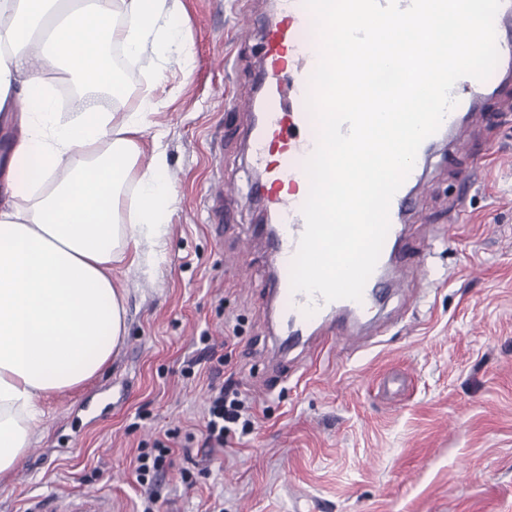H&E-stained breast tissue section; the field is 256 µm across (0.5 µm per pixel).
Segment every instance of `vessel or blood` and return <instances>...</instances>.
<instances>
[{
    "mask_svg": "<svg viewBox=\"0 0 512 512\" xmlns=\"http://www.w3.org/2000/svg\"><path fill=\"white\" fill-rule=\"evenodd\" d=\"M312 15L303 0H276L275 11L263 32L264 65L260 70L263 98L250 129V157L263 170L269 186L268 205L277 218L266 239L272 256V271L267 286L272 301L278 302V315L291 322V337L320 336L342 342L351 351L363 344L355 331V318L373 310L385 271L399 254L400 226L411 209L412 185L419 181L411 171L406 183L391 200L390 228L378 263L368 279L361 301H324L292 291L290 264L305 229L302 205L309 180L304 162L316 146V129L305 106L310 76L316 66L317 40L312 34ZM499 61L493 78L478 81L459 79L451 92L456 106L444 118L439 130L420 146L426 155L437 144L449 142L462 148L456 138L459 123L487 117L484 100L493 96L501 81L512 75V42L497 40ZM231 195L228 179L215 175L205 200L214 213H222L224 201ZM28 512H112V500L102 493H82L36 502Z\"/></svg>",
    "mask_w": 512,
    "mask_h": 512,
    "instance_id": "b4317fda",
    "label": "vessel or blood"
}]
</instances>
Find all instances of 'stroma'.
<instances>
[{
	"label": "stroma",
	"instance_id": "stroma-1",
	"mask_svg": "<svg viewBox=\"0 0 512 512\" xmlns=\"http://www.w3.org/2000/svg\"><path fill=\"white\" fill-rule=\"evenodd\" d=\"M173 27L188 67L130 60L107 104L153 105L140 166L163 132L162 174L177 195L164 243L112 280L127 334L104 371L42 402L44 416L0 512L48 494L100 491L137 512L133 460L166 441L160 512H291L303 494L334 512H512V85L489 124H465L470 157L434 148L407 253L405 284L350 353L318 340L280 362L262 284L269 256L253 229L262 173L246 153L260 38L274 0H182ZM222 155L240 193L215 219L199 200ZM482 166L473 184L462 171ZM236 381L258 427L233 447L204 444L209 384Z\"/></svg>",
	"mask_w": 512,
	"mask_h": 512
}]
</instances>
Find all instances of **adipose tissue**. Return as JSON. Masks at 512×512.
<instances>
[{"instance_id": "1", "label": "adipose tissue", "mask_w": 512, "mask_h": 512, "mask_svg": "<svg viewBox=\"0 0 512 512\" xmlns=\"http://www.w3.org/2000/svg\"><path fill=\"white\" fill-rule=\"evenodd\" d=\"M181 0H0V112L16 114L0 166V479L31 446L41 401L103 372L125 338L124 296L112 269L161 245L176 203L153 163L139 170L149 111L92 103L59 118L49 74L90 92L110 86L104 43L135 58L153 50L186 63L168 26ZM137 185L123 223L124 187Z\"/></svg>"}]
</instances>
